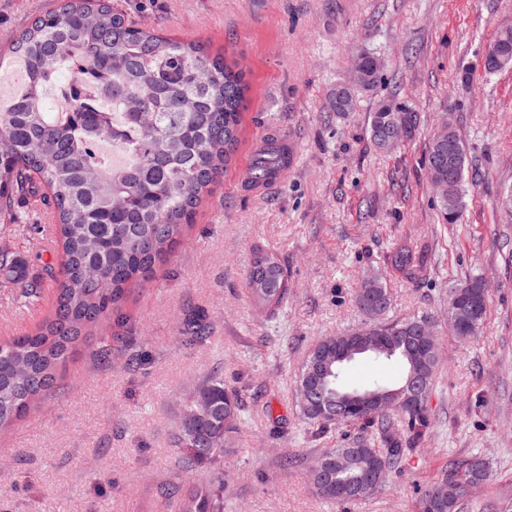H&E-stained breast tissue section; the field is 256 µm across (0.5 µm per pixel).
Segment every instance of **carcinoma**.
Instances as JSON below:
<instances>
[{
    "instance_id": "1",
    "label": "carcinoma",
    "mask_w": 512,
    "mask_h": 512,
    "mask_svg": "<svg viewBox=\"0 0 512 512\" xmlns=\"http://www.w3.org/2000/svg\"><path fill=\"white\" fill-rule=\"evenodd\" d=\"M22 65L24 78L0 105V219L16 232L28 230L49 206L54 238L64 263L48 271L55 282L56 309L39 332L0 342V431L13 426L30 406L57 390L56 376L72 354L98 334L105 319L124 323L121 303L129 289L152 281L173 256L191 227L197 209L224 178L240 141L249 84L242 71L195 41L161 36L138 26L116 10L112 0H63L32 22L0 53ZM369 68L365 85L339 84L331 110H351L361 90L380 81L377 57L363 53ZM71 83L59 82L61 73ZM397 95L377 102L367 118V134L380 151L400 143L386 128L403 124L413 134L420 122L411 108L396 107ZM442 140L452 147L451 170L433 168L439 143L426 151L430 180L441 184L442 222H460L465 206L468 151L451 127ZM288 149L273 138L255 152L248 183L260 185L288 168ZM28 208L19 211V203ZM394 276L411 284L430 278L425 252L401 244L387 257ZM0 279L20 288L25 303L41 297L42 286L29 279L28 262L0 247ZM254 304L277 309L288 291V276L279 258L266 250L253 252L245 278ZM481 301L483 328L488 295L481 279L460 282L448 300ZM356 305L382 336H358L356 330L326 336L309 352V363L329 367L318 391L301 412L321 429L355 426L357 432L335 448L322 450L315 465L327 477L308 474L315 493L341 505L364 501L386 483L392 468L428 431L426 400L414 409L399 407L398 392L412 374L431 391L439 361L422 359L406 337L424 317L385 319L391 292L381 277L364 281ZM180 333L192 345L210 339L202 309L184 315ZM397 364L398 383L344 379L348 365L359 359ZM338 394H375L389 399L381 413L355 412L333 423L321 417L319 401ZM240 411L237 392L213 374L187 395L171 434L179 450L182 480L163 488L174 512H224V454ZM448 476L462 490L488 480V464L477 456L449 463ZM461 498L444 499L429 486L417 499V512H460Z\"/></svg>"
}]
</instances>
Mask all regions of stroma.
Segmentation results:
<instances>
[{"instance_id": "obj_1", "label": "stroma", "mask_w": 512, "mask_h": 512, "mask_svg": "<svg viewBox=\"0 0 512 512\" xmlns=\"http://www.w3.org/2000/svg\"><path fill=\"white\" fill-rule=\"evenodd\" d=\"M114 3L243 70L250 91L240 144L174 259L153 283L127 293L128 321L110 328L111 366L97 364L90 342L61 371V392L0 432V512H167L161 489L176 480L177 401L214 372L242 402L224 457V512H415L421 488L439 481L450 460L475 454L492 476L465 495L461 512H512V68L469 84L457 78L512 28V0ZM49 6L0 0V45ZM362 53L379 59L380 83L356 96L351 112H331L330 93L352 79ZM391 92L420 112L421 124L386 155L366 135L365 117ZM445 122L480 171L458 224L440 223L424 164L426 144ZM268 135L287 139L291 163L282 180L257 188L245 174ZM44 239L0 233V245L26 256L30 278L44 285L40 302L23 307L19 289L0 282V341L34 333L54 313L44 265H61L64 254ZM409 241L433 260L418 286L391 276L385 263ZM258 248L288 271V296L272 313L255 308L246 290ZM375 274L392 293L390 317L436 323L432 425L377 494L345 507L318 497L307 480L315 457L344 431L305 422L296 377L322 337L365 322L353 296ZM476 275L489 290L486 321L462 341L448 324V290ZM194 306L212 327L203 346L179 334ZM135 354L147 368L128 366Z\"/></svg>"}]
</instances>
